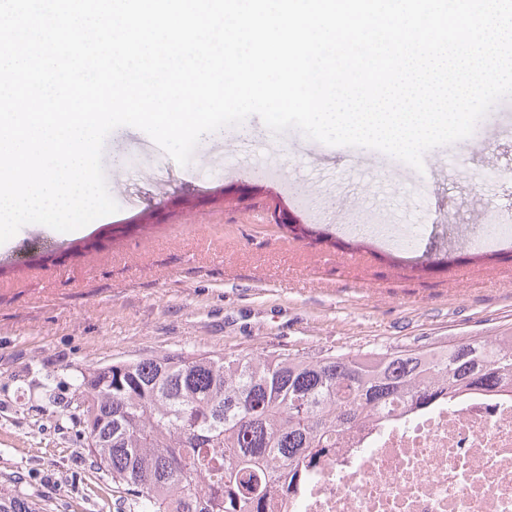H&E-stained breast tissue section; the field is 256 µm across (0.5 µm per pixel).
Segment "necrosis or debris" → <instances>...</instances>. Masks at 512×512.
I'll list each match as a JSON object with an SVG mask.
<instances>
[{"mask_svg": "<svg viewBox=\"0 0 512 512\" xmlns=\"http://www.w3.org/2000/svg\"><path fill=\"white\" fill-rule=\"evenodd\" d=\"M272 512H512V391L340 435Z\"/></svg>", "mask_w": 512, "mask_h": 512, "instance_id": "4bbe7bcc", "label": "necrosis or debris"}]
</instances>
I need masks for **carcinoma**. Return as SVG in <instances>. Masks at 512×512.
Instances as JSON below:
<instances>
[{
	"label": "carcinoma",
	"instance_id": "1",
	"mask_svg": "<svg viewBox=\"0 0 512 512\" xmlns=\"http://www.w3.org/2000/svg\"><path fill=\"white\" fill-rule=\"evenodd\" d=\"M512 380V332L395 352L185 351L87 366L84 445L131 512H266L337 435Z\"/></svg>",
	"mask_w": 512,
	"mask_h": 512
}]
</instances>
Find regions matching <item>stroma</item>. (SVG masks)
<instances>
[{
  "mask_svg": "<svg viewBox=\"0 0 512 512\" xmlns=\"http://www.w3.org/2000/svg\"><path fill=\"white\" fill-rule=\"evenodd\" d=\"M476 132L434 148L446 183L406 181L407 164L364 147L322 145L327 171L291 129L270 152L259 117L224 159L120 173L131 203L48 243L15 234L0 249L20 260L0 270V503L32 512H129L111 477L94 468L65 408L75 369L157 353L223 350L319 357L450 344L512 330V243L477 258L472 226L512 221V184L480 179L512 163V135ZM276 159L289 190L240 165ZM303 190L323 205L312 232L271 223L298 210ZM410 227L408 251L340 230ZM52 389L59 403L44 406Z\"/></svg>",
  "mask_w": 512,
  "mask_h": 512,
  "instance_id": "35a3bbf8",
  "label": "stroma"
}]
</instances>
